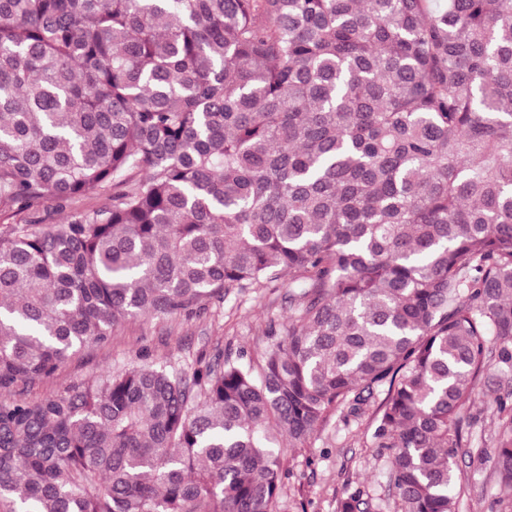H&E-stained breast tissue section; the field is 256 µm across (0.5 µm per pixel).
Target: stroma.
<instances>
[{
  "label": "stroma",
  "mask_w": 512,
  "mask_h": 512,
  "mask_svg": "<svg viewBox=\"0 0 512 512\" xmlns=\"http://www.w3.org/2000/svg\"><path fill=\"white\" fill-rule=\"evenodd\" d=\"M291 309L288 281L283 278L266 287L230 289L221 307L211 306L191 317L143 316L117 328L107 345L72 357L26 396L46 397L100 370L118 372L141 358L179 369L224 353L257 364L262 351L273 343L274 331L287 325ZM496 381V369H487L476 382L471 401L459 411L465 440L469 447L482 450L485 460L474 466L460 464L457 512H498L492 457L499 425L491 405ZM379 403V398H372L356 417L342 407L332 410L307 444L288 450L286 475L273 512H338L350 486L367 491L373 512H393L386 454L371 437Z\"/></svg>",
  "instance_id": "1"
}]
</instances>
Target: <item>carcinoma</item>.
<instances>
[{"instance_id": "carcinoma-1", "label": "carcinoma", "mask_w": 512, "mask_h": 512, "mask_svg": "<svg viewBox=\"0 0 512 512\" xmlns=\"http://www.w3.org/2000/svg\"><path fill=\"white\" fill-rule=\"evenodd\" d=\"M0 221V512H271L283 442L378 391L395 512H456L493 361L512 507V0H0ZM285 274L256 367L21 397Z\"/></svg>"}]
</instances>
